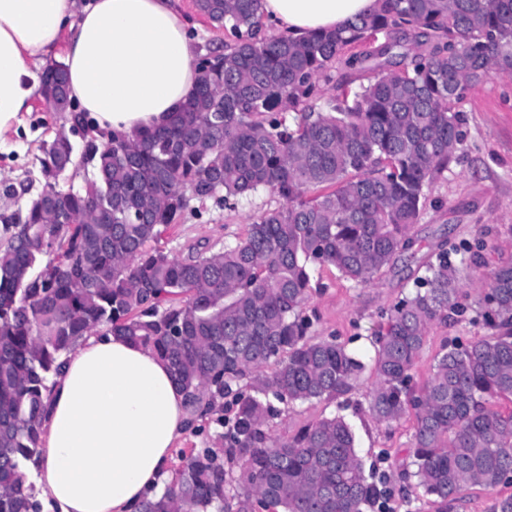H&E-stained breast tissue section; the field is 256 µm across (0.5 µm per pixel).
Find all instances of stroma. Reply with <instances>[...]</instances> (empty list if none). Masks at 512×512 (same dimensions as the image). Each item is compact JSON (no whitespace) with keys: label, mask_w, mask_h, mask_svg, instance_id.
I'll return each instance as SVG.
<instances>
[{"label":"stroma","mask_w":512,"mask_h":512,"mask_svg":"<svg viewBox=\"0 0 512 512\" xmlns=\"http://www.w3.org/2000/svg\"><path fill=\"white\" fill-rule=\"evenodd\" d=\"M462 109L466 119L463 158L460 163L450 164L432 185L424 215L413 229L415 248L370 283L356 288L335 269H317L314 279L321 288L311 293L304 306L312 320L311 336L336 337L366 364L345 414L354 428L357 452L366 469L383 478L391 491L387 503L392 512H436V507L430 503L409 504L401 492L405 473L413 469L414 415H406L389 427L368 412L353 410L355 403L364 402L375 381L372 339L384 323L383 314L412 293L423 262L441 242L483 239L486 262L491 267L512 257V75H495L474 85ZM71 128L70 113L52 111L38 98L17 130L0 137V215L24 207L40 191L43 143L65 133L70 135L76 150H83L82 138L72 134ZM276 204V199L266 192L242 201L232 210L206 202L199 215H186L182 223L169 229L160 246L164 253L179 258L204 245L222 247L245 236L252 217ZM485 286L481 270L471 271L462 282L468 294V312L429 327L412 371L415 383L430 376L436 356L445 344L487 335L488 330L475 310ZM336 410L333 403H298L282 408L269 427L272 434L286 438Z\"/></svg>","instance_id":"35a3bbf8"}]
</instances>
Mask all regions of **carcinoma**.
I'll return each instance as SVG.
<instances>
[{"label":"carcinoma","mask_w":512,"mask_h":512,"mask_svg":"<svg viewBox=\"0 0 512 512\" xmlns=\"http://www.w3.org/2000/svg\"><path fill=\"white\" fill-rule=\"evenodd\" d=\"M195 3L224 31L199 57L195 93L165 125L79 157L65 135L43 144L41 190L0 215V512H43L31 468L49 383L99 331L169 364L190 429L208 418L224 429L225 447L191 449L138 512H251L254 498L272 512H364L387 495L344 415L287 439L264 427L278 403L349 401L365 364L308 336L311 271L365 285L414 248L430 187L465 140L466 90L512 73V0H378L346 30L301 38L262 35L261 0ZM380 32L385 42L345 55ZM64 74L56 62L40 76L59 112L71 107ZM330 84L337 94L317 104ZM81 165L92 167L82 185L60 183ZM261 191L279 203L243 239L185 259L155 247L186 212ZM483 250L440 243L373 341L368 409L388 427L415 414L406 479L438 512H455L469 483L493 492L512 476V411L491 405L512 397V259L478 302L493 333L447 346L412 385L429 327L459 309Z\"/></svg>","instance_id":"1"}]
</instances>
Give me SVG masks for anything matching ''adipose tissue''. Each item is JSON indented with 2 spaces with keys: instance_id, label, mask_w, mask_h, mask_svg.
Listing matches in <instances>:
<instances>
[{
  "instance_id": "1",
  "label": "adipose tissue",
  "mask_w": 512,
  "mask_h": 512,
  "mask_svg": "<svg viewBox=\"0 0 512 512\" xmlns=\"http://www.w3.org/2000/svg\"><path fill=\"white\" fill-rule=\"evenodd\" d=\"M377 0H263L299 37L373 13ZM194 22L174 0H0V135L31 112L35 71L62 49L69 97L114 134L160 126L195 89ZM36 483L52 512H137L169 478L188 432L184 396L155 351L84 337L53 378Z\"/></svg>"
}]
</instances>
